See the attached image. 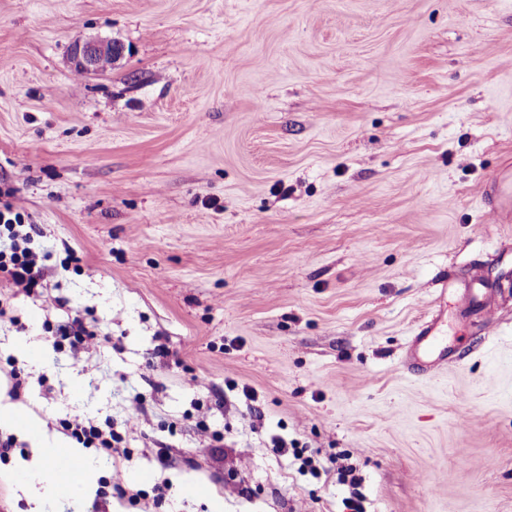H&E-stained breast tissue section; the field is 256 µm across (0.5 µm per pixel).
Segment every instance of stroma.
<instances>
[{"label":"stroma","mask_w":512,"mask_h":512,"mask_svg":"<svg viewBox=\"0 0 512 512\" xmlns=\"http://www.w3.org/2000/svg\"><path fill=\"white\" fill-rule=\"evenodd\" d=\"M79 38L125 55L77 73ZM507 163L512 0H0V205L51 254L0 317V403L62 439L144 402L51 512H344L348 464L364 512H512ZM438 301L448 364L408 368ZM75 317L78 352L50 332ZM10 434L0 512H33ZM485 196L496 198L506 204L508 208L507 219H505L502 210L497 209L498 224L510 222L512 212V170L510 166H506L491 180L484 190Z\"/></svg>","instance_id":"35a3bbf8"}]
</instances>
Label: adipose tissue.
<instances>
[{"label": "adipose tissue", "instance_id": "adipose-tissue-1", "mask_svg": "<svg viewBox=\"0 0 512 512\" xmlns=\"http://www.w3.org/2000/svg\"><path fill=\"white\" fill-rule=\"evenodd\" d=\"M0 427L6 428H22L23 431L31 435L37 442V454L39 458L45 462L44 470L39 471L38 482H27L25 491L29 498L36 504H43L42 487L48 484L51 476L50 468L55 465L59 458L80 459L81 464L75 473V487L72 491L73 496H81L89 491L95 484L98 473L101 469L100 462L84 459L80 456L77 448L69 446L61 441L46 442L44 439V431L36 421H21L19 413L9 407L0 406Z\"/></svg>", "mask_w": 512, "mask_h": 512}]
</instances>
